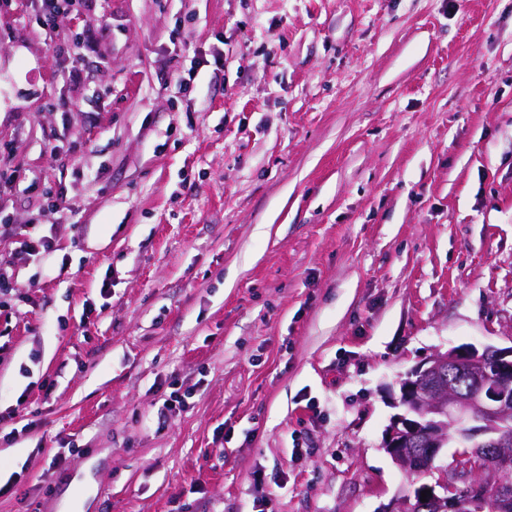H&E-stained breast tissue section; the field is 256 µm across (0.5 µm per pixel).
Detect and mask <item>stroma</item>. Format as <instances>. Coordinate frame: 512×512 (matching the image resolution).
I'll use <instances>...</instances> for the list:
<instances>
[{
    "instance_id": "35a3bbf8",
    "label": "stroma",
    "mask_w": 512,
    "mask_h": 512,
    "mask_svg": "<svg viewBox=\"0 0 512 512\" xmlns=\"http://www.w3.org/2000/svg\"><path fill=\"white\" fill-rule=\"evenodd\" d=\"M0 207V512H377L512 345V0H6Z\"/></svg>"
}]
</instances>
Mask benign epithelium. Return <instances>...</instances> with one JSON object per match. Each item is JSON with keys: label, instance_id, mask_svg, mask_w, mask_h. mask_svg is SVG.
Here are the masks:
<instances>
[{"label": "benign epithelium", "instance_id": "benign-epithelium-1", "mask_svg": "<svg viewBox=\"0 0 512 512\" xmlns=\"http://www.w3.org/2000/svg\"><path fill=\"white\" fill-rule=\"evenodd\" d=\"M395 405L403 412L392 416L383 449L410 477V488L377 512H461V486L496 512L512 509V433L501 427L512 418V346L435 352L399 381ZM452 441L463 451L436 482H418ZM424 490L430 495L423 502Z\"/></svg>", "mask_w": 512, "mask_h": 512}]
</instances>
